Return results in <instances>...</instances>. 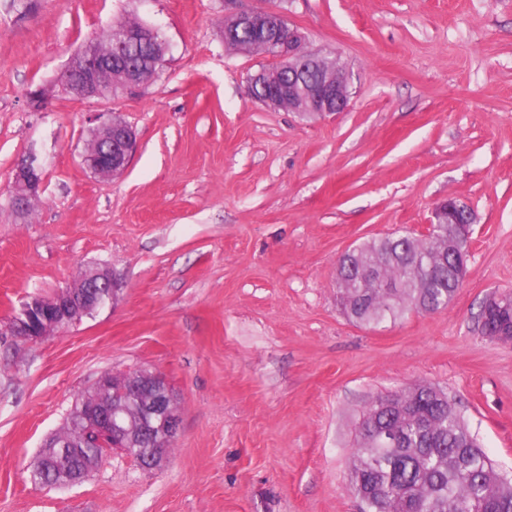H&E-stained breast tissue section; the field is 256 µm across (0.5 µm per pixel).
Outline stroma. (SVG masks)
<instances>
[{
    "instance_id": "35a3bbf8",
    "label": "stroma",
    "mask_w": 512,
    "mask_h": 512,
    "mask_svg": "<svg viewBox=\"0 0 512 512\" xmlns=\"http://www.w3.org/2000/svg\"><path fill=\"white\" fill-rule=\"evenodd\" d=\"M280 7L350 73L345 112L304 119L247 94L272 60L229 50L224 0H0V512H357L345 487L360 410L441 388L512 478V343L484 336L512 295V0H241ZM134 16L170 44L161 77L77 102L56 85L88 38ZM136 148L85 165L99 113ZM36 151L39 199L12 170ZM449 198L474 211L448 308L350 322L336 269L353 244L422 234ZM92 264L122 291L61 332L4 325ZM146 369L181 416L160 468L104 449L82 483H34L45 440L106 372ZM43 179V168L37 157L34 154L22 157L12 174L13 201L17 209L30 208L42 190ZM487 309V310H486ZM486 310V311H485ZM481 328L484 335L512 327V297H493L488 300L480 314Z\"/></svg>"
}]
</instances>
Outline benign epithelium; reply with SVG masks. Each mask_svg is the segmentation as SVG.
Returning <instances> with one entry per match:
<instances>
[{
  "label": "benign epithelium",
  "mask_w": 512,
  "mask_h": 512,
  "mask_svg": "<svg viewBox=\"0 0 512 512\" xmlns=\"http://www.w3.org/2000/svg\"><path fill=\"white\" fill-rule=\"evenodd\" d=\"M230 28L224 34L231 37L235 29L254 34L255 44L268 52L276 64L268 71L288 70V86L278 95L263 100L277 110L297 112L304 117L336 114L349 104L350 76L338 60L305 49L303 33L296 27L284 25L281 14L267 8L224 10ZM112 80V58L103 57L91 48L84 50L79 60L64 67L57 81L71 98L77 101L101 98L103 85ZM94 142L102 153L86 152L85 162L94 174L112 179L127 168L135 145L130 127L116 117L101 118L91 129ZM43 168L35 155L30 154L15 165L12 192L15 207L30 208L42 190ZM475 218L470 206L460 200L445 201L436 207L434 222L427 225L426 235L438 233L443 224L458 227L461 235L470 238ZM120 283L109 266L92 265L73 283L52 296L35 294L27 297L14 315L9 330L13 336L37 339L78 323L118 300ZM141 377L157 375L140 370L112 376V393L132 397L142 390ZM142 431L156 437H176L179 429L177 403L167 385L153 391L140 405ZM88 433L99 440L112 437V447L127 451L144 469L161 465L165 455L156 448L132 449L125 445V428L115 410L98 408L90 413Z\"/></svg>",
  "instance_id": "obj_1"
}]
</instances>
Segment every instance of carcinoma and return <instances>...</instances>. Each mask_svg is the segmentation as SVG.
Instances as JSON below:
<instances>
[{"instance_id": "obj_1", "label": "carcinoma", "mask_w": 512, "mask_h": 512, "mask_svg": "<svg viewBox=\"0 0 512 512\" xmlns=\"http://www.w3.org/2000/svg\"><path fill=\"white\" fill-rule=\"evenodd\" d=\"M137 18H125L88 39L108 54L115 32L138 31ZM163 55V43L154 41L112 55V97L128 89L136 54ZM467 240L450 228L438 238L379 237L343 254L337 264L343 282L337 283L341 305L349 320L377 325L421 308L427 313L445 309L462 284L467 268ZM483 334L512 327V297L488 300L480 314ZM112 398V390H92L70 409L60 432L51 436L73 448L83 444L80 414L98 400ZM124 409L127 432L134 447H144L136 401L115 397ZM408 406L409 418L400 430L401 441L382 445L379 432L391 429ZM63 462L42 453L40 480L50 484ZM495 467L468 431L448 396L434 386L416 384L401 392L381 394L362 412L356 431L346 485L362 498L359 512H512V480L493 476Z\"/></svg>"}]
</instances>
